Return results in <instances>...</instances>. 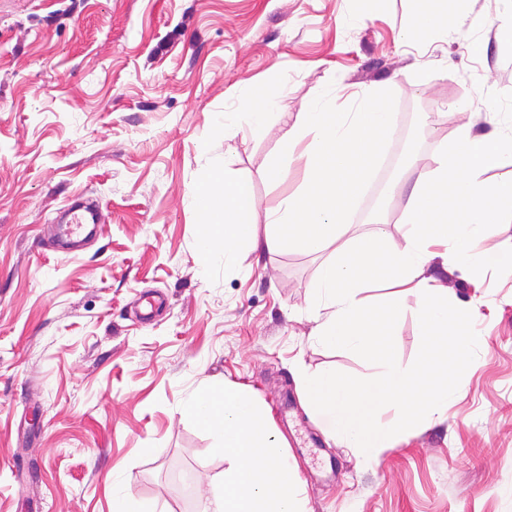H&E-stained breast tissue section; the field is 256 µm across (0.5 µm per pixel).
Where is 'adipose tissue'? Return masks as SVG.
I'll use <instances>...</instances> for the list:
<instances>
[{
	"label": "adipose tissue",
	"mask_w": 512,
	"mask_h": 512,
	"mask_svg": "<svg viewBox=\"0 0 512 512\" xmlns=\"http://www.w3.org/2000/svg\"><path fill=\"white\" fill-rule=\"evenodd\" d=\"M454 139V146L440 144L428 163L415 165V188L407 202L405 230L401 241L392 245L398 258L396 287L414 293L425 335L442 340L451 336L469 339L470 324L458 319L448 305L447 289L427 277V267L438 259L454 268H469L473 286H480L481 268L475 262V249L493 234L496 225L512 221L511 211L490 205L496 196L512 194V178L493 183L486 176L504 156L512 155V134L495 140L477 135L469 116L463 115ZM450 189L468 201L469 210L450 235L437 239L417 224L416 214L426 198L438 197ZM380 245L377 239L365 245L341 244L323 263L311 296L312 307L326 313L314 339L369 360L371 376L354 380L327 370L298 377L306 405L321 426L367 460L376 458L391 434L392 428L377 424V415L393 412L395 426L400 428L412 423L405 395L395 390L405 378L392 355L391 341L393 318L402 307L394 297L387 296L380 305L391 313L390 321L370 320L364 314V294L370 283L364 279L362 268L379 261Z\"/></svg>",
	"instance_id": "obj_1"
}]
</instances>
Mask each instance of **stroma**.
<instances>
[{"instance_id": "stroma-1", "label": "stroma", "mask_w": 512, "mask_h": 512, "mask_svg": "<svg viewBox=\"0 0 512 512\" xmlns=\"http://www.w3.org/2000/svg\"><path fill=\"white\" fill-rule=\"evenodd\" d=\"M413 0H0V512H112L120 481L132 512L184 508L173 469L197 484L227 464L182 411L204 385L250 389L304 480L305 512H512V269L427 274L468 312L448 405L394 431L375 460L328 438L306 408L300 371L353 379L372 369L316 342L309 306L323 255H245L218 283L195 246V180L226 160L253 187L256 224L302 183V164L269 179L280 130L333 88L335 104L375 85L394 92L389 141L346 222L365 242L385 189L386 232L401 241L420 159L454 138L469 100L475 134L497 136L487 102L512 113L503 0H472L483 23L409 38ZM273 90L269 127L220 130L255 88ZM100 203L99 234L56 252V216ZM167 305L148 322L143 295ZM392 353L414 374L430 341L414 296L399 299Z\"/></svg>"}]
</instances>
